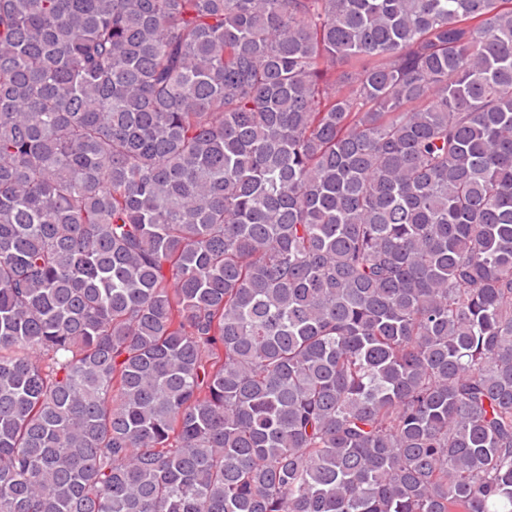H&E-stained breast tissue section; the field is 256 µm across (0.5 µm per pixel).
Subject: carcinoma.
<instances>
[{
	"mask_svg": "<svg viewBox=\"0 0 512 512\" xmlns=\"http://www.w3.org/2000/svg\"><path fill=\"white\" fill-rule=\"evenodd\" d=\"M0 512H512V0H0Z\"/></svg>",
	"mask_w": 512,
	"mask_h": 512,
	"instance_id": "1",
	"label": "carcinoma"
}]
</instances>
